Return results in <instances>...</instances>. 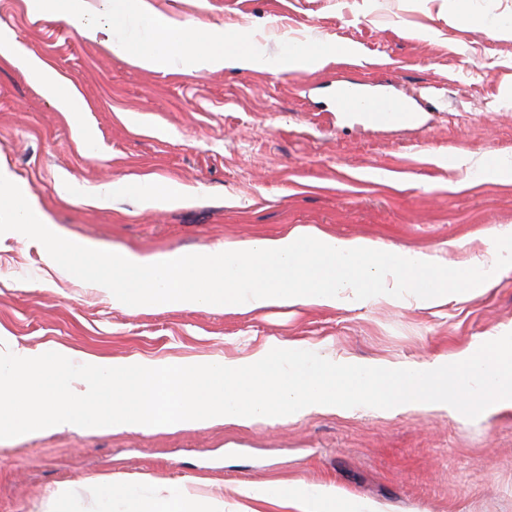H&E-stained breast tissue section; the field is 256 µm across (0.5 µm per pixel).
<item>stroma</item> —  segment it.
I'll return each instance as SVG.
<instances>
[{
    "label": "stroma",
    "instance_id": "obj_1",
    "mask_svg": "<svg viewBox=\"0 0 512 512\" xmlns=\"http://www.w3.org/2000/svg\"><path fill=\"white\" fill-rule=\"evenodd\" d=\"M32 2L0 0V45L68 80L81 109L59 111L24 68L0 61V174L73 242L203 254L303 225L464 262L485 251L487 228L512 235V173L487 169L512 162V30L501 24L512 0H145L117 26L120 39L148 37L161 18L246 34L258 66L202 75L142 68ZM291 39L337 52L292 67ZM388 72L404 90L437 92L444 108L377 130L322 107L336 81ZM149 181L168 183L171 200L143 204ZM105 182L115 190L102 202ZM510 332L512 267L426 307L130 312L54 271L41 243L0 234V351L180 363L291 345L425 363ZM286 484L338 496L348 512H512V409L470 419L358 406L254 427L0 441V512H124V490H185L219 500L220 512H289L245 494Z\"/></svg>",
    "mask_w": 512,
    "mask_h": 512
}]
</instances>
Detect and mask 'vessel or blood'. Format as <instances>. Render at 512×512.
<instances>
[{
	"label": "vessel or blood",
	"mask_w": 512,
	"mask_h": 512,
	"mask_svg": "<svg viewBox=\"0 0 512 512\" xmlns=\"http://www.w3.org/2000/svg\"><path fill=\"white\" fill-rule=\"evenodd\" d=\"M338 112L362 113L371 126L396 129L416 124L423 113L436 108L437 101L421 93H406L393 80L371 84H338L332 94Z\"/></svg>",
	"instance_id": "obj_1"
}]
</instances>
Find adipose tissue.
Listing matches in <instances>:
<instances>
[{"mask_svg":"<svg viewBox=\"0 0 512 512\" xmlns=\"http://www.w3.org/2000/svg\"><path fill=\"white\" fill-rule=\"evenodd\" d=\"M37 7L75 23L87 41L114 46L119 53L147 67L171 69L185 62L191 73L203 74L224 68L246 69L257 64L253 56L240 49L242 33H217L201 23L173 27L160 20L153 41L114 42L113 18L127 11V0H100L96 10L90 9L87 0H38ZM24 67L60 111H77L74 94L62 78L34 57Z\"/></svg>","mask_w":512,"mask_h":512,"instance_id":"1","label":"adipose tissue"}]
</instances>
